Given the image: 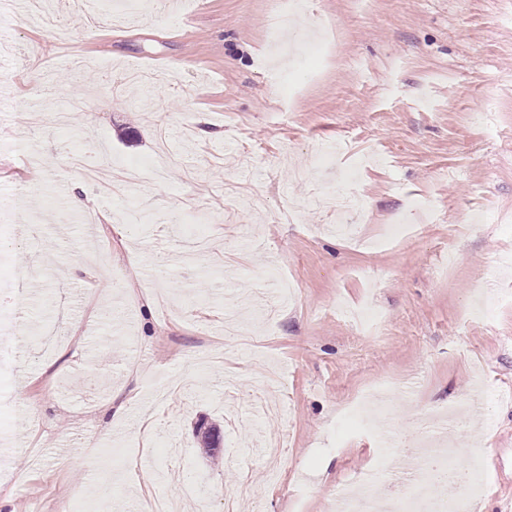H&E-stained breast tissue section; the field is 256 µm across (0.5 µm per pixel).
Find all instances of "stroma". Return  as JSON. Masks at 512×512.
<instances>
[{"instance_id":"35a3bbf8","label":"stroma","mask_w":512,"mask_h":512,"mask_svg":"<svg viewBox=\"0 0 512 512\" xmlns=\"http://www.w3.org/2000/svg\"><path fill=\"white\" fill-rule=\"evenodd\" d=\"M0 18V287L26 286V356L0 378V512H138L201 483L185 512H327L434 408L478 397L476 512L512 498V0H309L272 70L271 0H26ZM493 105L487 126L476 113ZM351 154L320 164L323 146ZM123 168L104 193L69 167ZM354 171L368 221L337 234L288 207ZM89 205H72L62 186ZM144 195L142 224L114 213ZM417 198L439 210L397 239ZM490 317L470 312L481 298ZM370 301L359 328L338 305ZM275 374L281 412L244 401ZM388 386L381 418L349 407ZM220 427L203 452L200 418ZM280 438L277 475L257 451Z\"/></svg>"}]
</instances>
